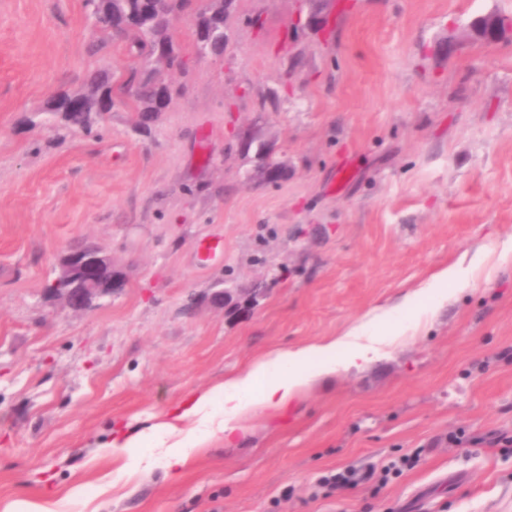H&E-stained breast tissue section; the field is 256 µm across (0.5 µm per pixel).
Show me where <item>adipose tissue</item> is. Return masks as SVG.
Wrapping results in <instances>:
<instances>
[{
	"mask_svg": "<svg viewBox=\"0 0 512 512\" xmlns=\"http://www.w3.org/2000/svg\"><path fill=\"white\" fill-rule=\"evenodd\" d=\"M487 255L476 251L433 273L422 287L403 295L396 303L369 314L366 320L337 336L288 349H275L254 359L222 384L196 394L171 420L135 435L110 437L104 446L120 473L149 472L155 460L169 471L184 469L193 448L204 436L232 437L241 419L258 408L281 410L311 383L335 376L337 371L363 369L375 362L387 345L404 335L400 314L411 307L444 304L449 291L474 287L475 277ZM191 428H183V421Z\"/></svg>",
	"mask_w": 512,
	"mask_h": 512,
	"instance_id": "ef3b65f1",
	"label": "adipose tissue"
}]
</instances>
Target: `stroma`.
<instances>
[{
  "mask_svg": "<svg viewBox=\"0 0 512 512\" xmlns=\"http://www.w3.org/2000/svg\"><path fill=\"white\" fill-rule=\"evenodd\" d=\"M205 5L174 23L184 66L161 71L150 130L119 105L87 134L44 109L121 78L125 42L89 54L83 0H0V512H512V37L476 32L512 0H330L325 30L303 0H237L226 49L200 57ZM85 240L123 286L75 312L45 287ZM480 248L475 290L178 477L100 449ZM350 467L366 480L324 491Z\"/></svg>",
  "mask_w": 512,
  "mask_h": 512,
  "instance_id": "35a3bbf8",
  "label": "stroma"
}]
</instances>
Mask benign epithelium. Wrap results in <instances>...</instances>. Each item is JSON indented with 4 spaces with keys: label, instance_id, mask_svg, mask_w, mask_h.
Listing matches in <instances>:
<instances>
[{
    "label": "benign epithelium",
    "instance_id": "benign-epithelium-1",
    "mask_svg": "<svg viewBox=\"0 0 512 512\" xmlns=\"http://www.w3.org/2000/svg\"><path fill=\"white\" fill-rule=\"evenodd\" d=\"M55 288L49 294L64 301L74 311L85 310L96 298L121 288L112 273V259L103 251L83 254L73 248L62 256Z\"/></svg>",
    "mask_w": 512,
    "mask_h": 512
}]
</instances>
